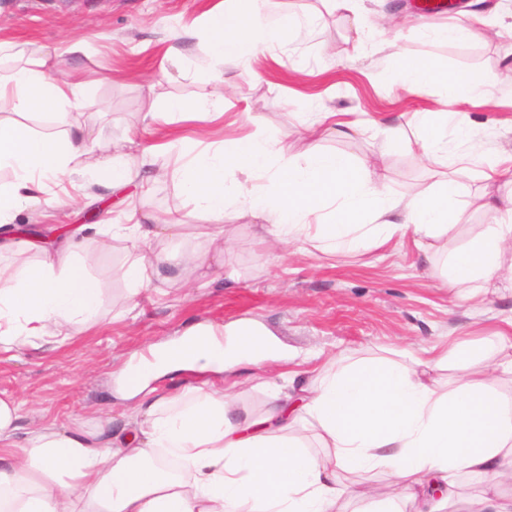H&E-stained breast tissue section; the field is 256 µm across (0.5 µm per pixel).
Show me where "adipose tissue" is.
I'll list each match as a JSON object with an SVG mask.
<instances>
[{"mask_svg":"<svg viewBox=\"0 0 512 512\" xmlns=\"http://www.w3.org/2000/svg\"><path fill=\"white\" fill-rule=\"evenodd\" d=\"M271 0H224L199 20L213 66L197 71L211 86L209 98L189 105L171 101L170 120L224 115L221 63L240 61L258 50L282 44L306 23L298 10L276 24L267 16ZM49 54L0 72V100L21 110L38 109L57 119L86 104L82 83L58 79L48 70ZM408 90L438 88L446 111L417 112L418 130L403 139L385 128L392 141L438 162L434 190L393 198L375 169L349 155L323 150L331 134L351 135L357 121L320 112L304 128L308 142L303 163L280 165L282 138L275 134L233 136L197 149L185 139L168 142L172 174L196 212L218 222L229 208L249 211L266 233L283 244L314 243L337 257L387 246L412 234L417 247L447 237L459 221L452 200L459 177L476 166L474 157L449 147L466 140L472 121L453 111L462 98L484 99L495 83L485 72L456 74L426 58L397 57ZM83 136L39 134L19 123L0 121V247L26 239L14 219L36 204L46 182L79 178L86 171ZM512 177V154L490 164L481 177L488 187L472 196L488 225L462 247L448 252L442 277L448 288L471 296L497 288L512 272V195L494 196L490 186ZM101 225L84 224L60 246L40 241L41 261L33 266L0 267V350L20 349L39 339L61 342L78 325L94 322L100 303L97 279L78 259L84 241L126 240L136 252L126 277L141 287L153 271L143 247L180 234L178 221L114 224L111 238ZM284 351L266 328L241 324L220 344L212 328L189 330L160 349L151 373L189 368H222L236 362L259 364ZM456 375L447 387L433 380V369ZM149 375L125 376L128 396L139 398L144 421L134 447L46 424L17 439L18 403L0 397V512H336L347 474L380 472L400 481L401 500L368 490L356 512H405L420 503L426 512H512V399L498 387L512 382V315L487 335L427 349L406 361H356L318 377L291 393L272 389L257 417H238L233 395L201 393L195 401L165 410L163 397L148 390ZM309 432L319 453L306 450ZM164 449L186 468V475L157 468L154 454Z\"/></svg>","mask_w":512,"mask_h":512,"instance_id":"adipose-tissue-1","label":"adipose tissue"}]
</instances>
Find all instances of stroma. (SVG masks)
Masks as SVG:
<instances>
[{
	"mask_svg": "<svg viewBox=\"0 0 512 512\" xmlns=\"http://www.w3.org/2000/svg\"><path fill=\"white\" fill-rule=\"evenodd\" d=\"M221 0H0V39L17 44L26 56L52 49L51 74L86 84L90 106L71 112L67 124L39 112L19 114L13 105L0 119L25 124L41 133L84 130L94 146L85 157L98 167L104 155L98 143L122 148L137 138L143 146L187 136L208 144L229 133H268L300 128L314 113L333 112L338 119H363L364 131L351 138L329 136L322 146L380 170L394 196L432 190L437 167L417 152L390 147L383 127L401 124L402 113L434 112L440 91L405 94L398 87L393 54L428 57L448 69L512 71V44L496 39L491 28L476 30L463 47L435 43L426 27L452 22L453 12L428 13L420 0H362L361 15L369 47L354 51L350 22L332 11L327 0H272L271 15L296 7L312 14L315 24L286 44L258 53L247 62L224 65V122L170 123L160 116L173 99L194 101L210 93L197 82L195 69L209 65L207 41L196 21ZM182 36L174 40L171 30ZM473 131L458 151L490 163L512 152V100L496 105L460 102ZM157 113L145 123L146 113ZM162 154L134 166V201L145 224L178 214L181 236L153 244L158 254L190 250L199 264L159 265L150 281L130 288L126 270L134 258L128 243L113 240L108 249L87 241L80 253L86 271L101 288L97 320L76 328L60 345L0 351V396L21 403L19 425L29 431L49 422L105 432L126 444L139 434L135 401L122 398L117 378L125 363L148 356L155 345L178 338L197 325L217 328L254 321L287 349L282 360L257 366L236 365L224 372L182 371L152 381L157 395L193 401L200 391L234 392L241 413L258 416L270 401L271 385L287 386L289 373L312 380L348 362L392 352L422 356L424 349L447 346L479 335L494 315L512 309V284L473 300L459 299L440 281L435 260L464 243L487 224L485 213L462 207L452 234L421 251L412 236L395 239L386 249L334 258L299 244L271 249L258 219L231 209L224 215L230 239L216 247L213 226L197 216L192 201L166 171ZM128 208L120 195L89 182L72 190L56 206L40 205L38 214L23 211L20 224L73 228L81 224H123ZM336 512H354L368 487L398 498L402 487L380 473L353 474Z\"/></svg>",
	"mask_w": 512,
	"mask_h": 512,
	"instance_id": "obj_1",
	"label": "stroma"
}]
</instances>
